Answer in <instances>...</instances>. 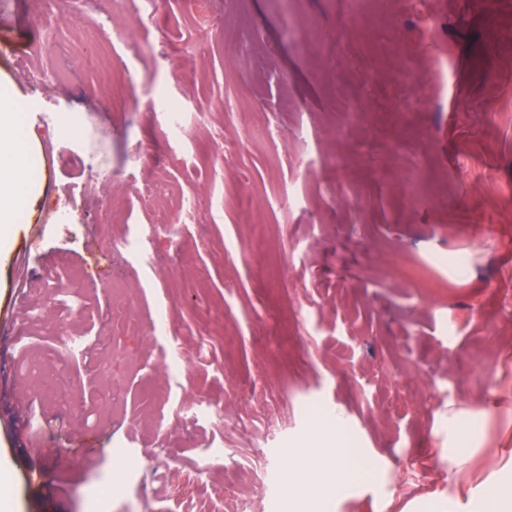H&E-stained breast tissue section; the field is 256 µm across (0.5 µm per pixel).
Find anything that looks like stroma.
I'll return each mask as SVG.
<instances>
[{
    "label": "stroma",
    "mask_w": 512,
    "mask_h": 512,
    "mask_svg": "<svg viewBox=\"0 0 512 512\" xmlns=\"http://www.w3.org/2000/svg\"><path fill=\"white\" fill-rule=\"evenodd\" d=\"M137 2L52 0L0 53L40 189L0 266L14 512H283L333 414L376 467L296 512H448L512 455V0ZM485 412V407L479 405H467L458 408L454 405L448 407V447L468 448L476 442V437L465 427V418L480 415Z\"/></svg>",
    "instance_id": "obj_1"
}]
</instances>
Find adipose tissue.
<instances>
[{"label": "adipose tissue", "instance_id": "adipose-tissue-1", "mask_svg": "<svg viewBox=\"0 0 512 512\" xmlns=\"http://www.w3.org/2000/svg\"><path fill=\"white\" fill-rule=\"evenodd\" d=\"M22 110L14 96L0 91V240L6 238L31 192L29 145L20 125ZM289 457L288 485L297 492L337 488L357 479L352 451L340 435L325 446L315 441L298 443ZM488 468L481 494L464 502L458 492H450L448 512H512V483L500 477L504 463L492 461Z\"/></svg>", "mask_w": 512, "mask_h": 512}]
</instances>
